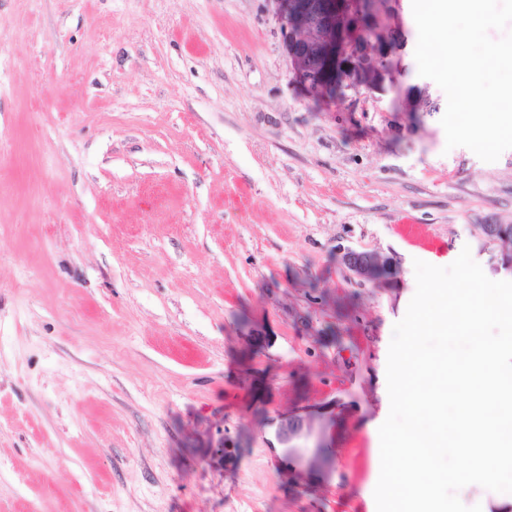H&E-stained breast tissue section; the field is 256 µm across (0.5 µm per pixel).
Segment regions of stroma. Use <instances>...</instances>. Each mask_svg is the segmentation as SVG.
Segmentation results:
<instances>
[{"label": "stroma", "instance_id": "obj_1", "mask_svg": "<svg viewBox=\"0 0 512 512\" xmlns=\"http://www.w3.org/2000/svg\"><path fill=\"white\" fill-rule=\"evenodd\" d=\"M394 22L393 87L317 104L272 0H0V512H376L415 260L512 281L479 230L512 224V149L398 111L447 100ZM435 107L436 103L427 98L418 88L408 90L400 101L401 112H433ZM345 261L355 275L365 280H378L385 270L393 266L390 257H384L376 253H349ZM312 433L311 426L307 423L306 418L301 415H293L288 421L279 428V438L286 445L288 455L303 457L309 453L308 463L310 466L318 464L322 458L321 446L315 448H300L295 442L302 437L309 436Z\"/></svg>", "mask_w": 512, "mask_h": 512}]
</instances>
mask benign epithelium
<instances>
[{"instance_id":"1","label":"benign epithelium","mask_w":512,"mask_h":512,"mask_svg":"<svg viewBox=\"0 0 512 512\" xmlns=\"http://www.w3.org/2000/svg\"><path fill=\"white\" fill-rule=\"evenodd\" d=\"M291 64L293 82L311 100L330 98L334 90L361 87L382 91L393 82L394 54L404 40L403 29L391 25L395 0H272ZM436 103L421 90H408L403 112H431ZM483 235L504 245L512 241V224H482ZM345 261L355 275L378 280L392 268L391 258L376 253H349ZM312 433L306 418L293 415L279 428L288 454L308 456L309 465L322 458L321 447L300 448L295 442Z\"/></svg>"}]
</instances>
